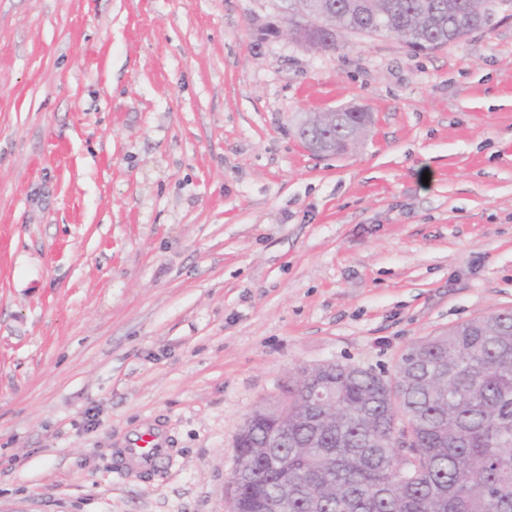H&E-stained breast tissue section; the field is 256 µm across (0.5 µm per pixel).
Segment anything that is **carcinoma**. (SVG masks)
<instances>
[{"mask_svg": "<svg viewBox=\"0 0 512 512\" xmlns=\"http://www.w3.org/2000/svg\"><path fill=\"white\" fill-rule=\"evenodd\" d=\"M289 0L285 24L305 37L315 8L336 29L383 32L432 51L488 27L497 0ZM365 133L360 109L336 111V154ZM319 390L333 401L309 411L289 396L288 442L266 447L283 429L259 416L239 441L250 472L234 479L236 512L288 495L287 512H512V310L461 323L411 347L383 377L353 365L323 369ZM409 448L397 447L398 437Z\"/></svg>", "mask_w": 512, "mask_h": 512, "instance_id": "obj_1", "label": "carcinoma"}]
</instances>
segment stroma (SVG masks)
Masks as SVG:
<instances>
[{"label": "stroma", "mask_w": 512, "mask_h": 512, "mask_svg": "<svg viewBox=\"0 0 512 512\" xmlns=\"http://www.w3.org/2000/svg\"><path fill=\"white\" fill-rule=\"evenodd\" d=\"M280 0H0V512H231L326 362L512 308V11L432 52L262 37ZM375 124L311 154L306 114ZM162 427L174 463L124 468ZM363 109L336 110V155L346 153L365 133Z\"/></svg>", "instance_id": "35a3bbf8"}]
</instances>
